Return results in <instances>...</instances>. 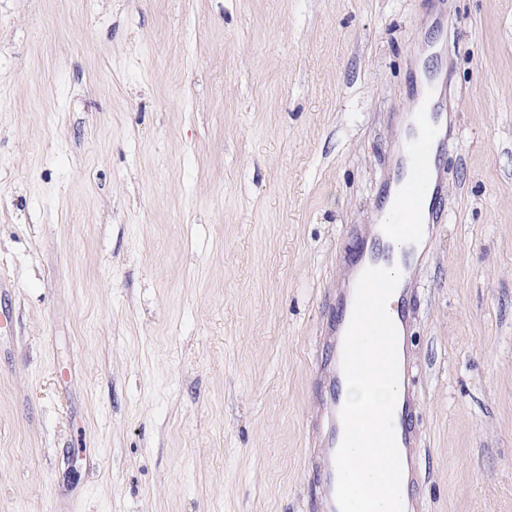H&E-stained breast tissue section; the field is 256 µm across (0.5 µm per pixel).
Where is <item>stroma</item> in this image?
<instances>
[{
	"label": "stroma",
	"instance_id": "obj_1",
	"mask_svg": "<svg viewBox=\"0 0 512 512\" xmlns=\"http://www.w3.org/2000/svg\"><path fill=\"white\" fill-rule=\"evenodd\" d=\"M425 512H512V0H0V512H310L314 363L424 46Z\"/></svg>",
	"mask_w": 512,
	"mask_h": 512
}]
</instances>
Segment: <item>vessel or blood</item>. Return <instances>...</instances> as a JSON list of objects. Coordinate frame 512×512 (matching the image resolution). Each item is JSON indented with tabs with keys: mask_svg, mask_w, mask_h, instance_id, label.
<instances>
[{
	"mask_svg": "<svg viewBox=\"0 0 512 512\" xmlns=\"http://www.w3.org/2000/svg\"><path fill=\"white\" fill-rule=\"evenodd\" d=\"M449 113L438 106L414 105L408 114L393 168L383 181L381 197L392 221L372 224L358 238L348 257L352 278L370 267L398 268L401 278L395 290L399 300L388 313L397 329L399 386L402 393L393 413V428L402 465L401 487L404 512H418L411 488L416 467L419 437L414 419L419 398L411 380L405 342L409 323L410 276L418 262L419 250L433 235L443 214L440 202L446 192L440 154L448 140ZM355 290L346 288L334 302L330 329L329 357L319 360L315 370L322 412L316 418V450L308 467L314 476V495L318 512H338L336 451L343 439L341 410L346 401L347 382L342 367L344 338L351 321Z\"/></svg>",
	"mask_w": 512,
	"mask_h": 512,
	"instance_id": "b4317fda",
	"label": "vessel or blood"
}]
</instances>
